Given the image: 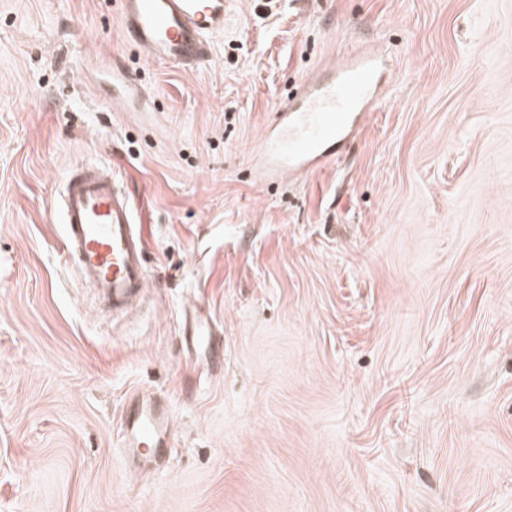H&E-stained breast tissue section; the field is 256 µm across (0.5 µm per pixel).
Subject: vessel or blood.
Returning <instances> with one entry per match:
<instances>
[{"mask_svg": "<svg viewBox=\"0 0 512 512\" xmlns=\"http://www.w3.org/2000/svg\"><path fill=\"white\" fill-rule=\"evenodd\" d=\"M128 38L152 60L194 68L209 60L212 39L224 31V0H121ZM386 70L382 55L361 54L332 70L326 81L305 82L288 109L264 127L254 169L265 181L326 167L377 103ZM115 99L134 111L137 87L122 71L112 73ZM63 247L78 279L116 312L133 308L150 272L146 242L134 202L121 181L99 165L68 172L60 193ZM197 358L209 360L210 317L196 312L188 330ZM172 415L164 402L142 400L124 417L121 448L149 462L168 446Z\"/></svg>", "mask_w": 512, "mask_h": 512, "instance_id": "vessel-or-blood-1", "label": "vessel or blood"}]
</instances>
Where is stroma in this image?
<instances>
[{
    "label": "stroma",
    "mask_w": 512,
    "mask_h": 512,
    "mask_svg": "<svg viewBox=\"0 0 512 512\" xmlns=\"http://www.w3.org/2000/svg\"><path fill=\"white\" fill-rule=\"evenodd\" d=\"M212 44L184 69L119 0H0V512H512V0H224ZM357 51L388 77L342 155L256 181L289 92ZM82 161L145 226L129 322L62 247ZM134 391L173 416L137 470ZM112 85L118 91V94L114 96L115 100L121 103L126 111L140 112V109H137L133 103L139 97V90L124 72L112 68ZM185 336H191L190 343L197 358L208 363L211 357L210 336H212L210 316L198 310Z\"/></svg>",
    "instance_id": "1"
}]
</instances>
